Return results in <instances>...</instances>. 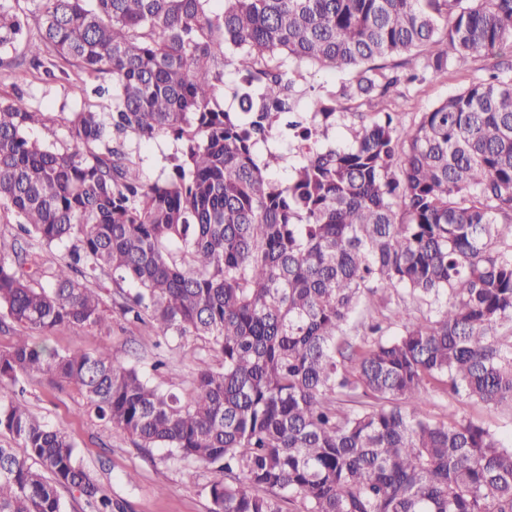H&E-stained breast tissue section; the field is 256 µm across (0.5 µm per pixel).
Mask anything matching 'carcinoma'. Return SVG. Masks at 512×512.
<instances>
[{
  "instance_id": "cac0c4a2",
  "label": "carcinoma",
  "mask_w": 512,
  "mask_h": 512,
  "mask_svg": "<svg viewBox=\"0 0 512 512\" xmlns=\"http://www.w3.org/2000/svg\"><path fill=\"white\" fill-rule=\"evenodd\" d=\"M26 2L0 0V69L75 67L112 109L72 113L49 148L29 131L51 113L0 96V220L16 225L0 233V386L56 377L136 447L216 467L210 512H512V445L421 407L430 383L512 407V0ZM476 55L484 74L418 122L353 112V142L320 147L344 102L384 104ZM293 63L355 76L301 112ZM161 134L179 148L146 183L135 153ZM279 134L299 157L284 182L258 154ZM388 288L435 316L405 307L398 334L352 349L350 315ZM110 307L201 337L219 365L185 396L108 350L31 339ZM0 433L23 448L0 446V512H63L61 488L112 512L69 436L4 392Z\"/></svg>"
}]
</instances>
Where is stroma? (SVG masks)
<instances>
[{
  "instance_id": "obj_1",
  "label": "stroma",
  "mask_w": 512,
  "mask_h": 512,
  "mask_svg": "<svg viewBox=\"0 0 512 512\" xmlns=\"http://www.w3.org/2000/svg\"><path fill=\"white\" fill-rule=\"evenodd\" d=\"M485 64V58L477 57L464 69L449 70L448 74L412 87L407 98L400 100V111L405 112L407 121L417 120L427 107L467 88L482 75ZM1 93L21 94L28 105L51 112L53 123L34 130L32 136L58 147L67 142L66 125L71 114L95 101L90 82L79 75L19 82L8 74L0 80ZM177 148V143L167 136L141 145L136 161L142 179L151 182L165 176ZM35 341L61 353H96L108 348L144 372L149 371L155 352H163L168 367L153 375L152 380L161 388L183 392L189 391L199 369L218 362L196 337L170 336L161 340L150 324H127L116 312L101 326L61 327L47 336H36ZM24 399L51 427L72 439L81 462L111 493L115 512H209L211 504L205 487L213 474L206 467L185 464L163 448H137L127 434L91 418L77 390L68 384L46 376L37 378L28 385ZM422 409L438 420L452 417L489 425L504 443H512L510 407L489 409L430 385L423 394Z\"/></svg>"
}]
</instances>
